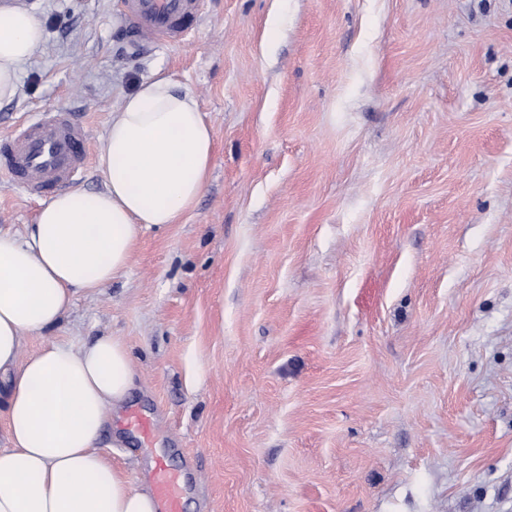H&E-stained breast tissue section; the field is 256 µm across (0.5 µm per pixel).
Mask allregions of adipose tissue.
<instances>
[{"mask_svg": "<svg viewBox=\"0 0 512 512\" xmlns=\"http://www.w3.org/2000/svg\"><path fill=\"white\" fill-rule=\"evenodd\" d=\"M45 30L26 10H0V101ZM214 134L194 94L147 79L108 127L104 188L44 202L24 234L0 230V512H158L96 444L134 387L125 344L101 336L78 347L47 343L21 357L24 334L56 327L80 293L125 274L143 230L176 223L202 194Z\"/></svg>", "mask_w": 512, "mask_h": 512, "instance_id": "obj_1", "label": "adipose tissue"}]
</instances>
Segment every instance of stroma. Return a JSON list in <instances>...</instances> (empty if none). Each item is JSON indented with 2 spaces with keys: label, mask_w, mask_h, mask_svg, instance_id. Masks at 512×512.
Here are the masks:
<instances>
[{
  "label": "stroma",
  "mask_w": 512,
  "mask_h": 512,
  "mask_svg": "<svg viewBox=\"0 0 512 512\" xmlns=\"http://www.w3.org/2000/svg\"><path fill=\"white\" fill-rule=\"evenodd\" d=\"M21 3L46 37L0 135L72 112L96 191L141 81L214 132L182 220L21 341L126 344L97 446L130 485L161 456L182 512H512V0H205L145 50L120 0ZM40 206L0 173L1 229Z\"/></svg>",
  "instance_id": "obj_1"
}]
</instances>
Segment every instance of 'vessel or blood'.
Returning <instances> with one entry per match:
<instances>
[{
  "label": "vessel or blood",
  "mask_w": 512,
  "mask_h": 512,
  "mask_svg": "<svg viewBox=\"0 0 512 512\" xmlns=\"http://www.w3.org/2000/svg\"><path fill=\"white\" fill-rule=\"evenodd\" d=\"M121 17L136 46L184 42L203 12L204 0H122ZM89 161V132L64 110L19 124L0 137V170L31 197H45L81 181ZM153 480L164 512H181L183 487L164 462Z\"/></svg>",
  "instance_id": "b4317fda"
}]
</instances>
